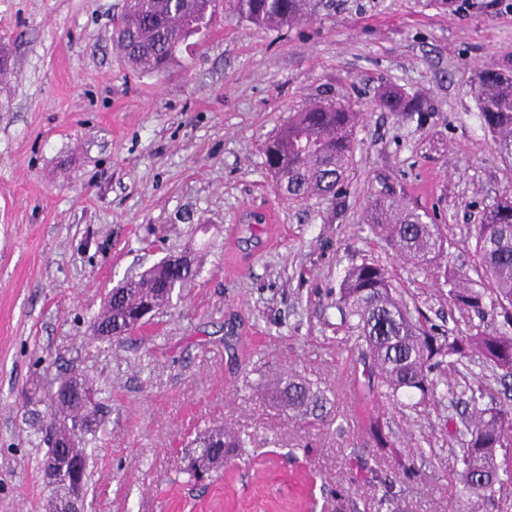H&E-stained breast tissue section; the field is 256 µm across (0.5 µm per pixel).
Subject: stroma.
Wrapping results in <instances>:
<instances>
[{
  "mask_svg": "<svg viewBox=\"0 0 512 512\" xmlns=\"http://www.w3.org/2000/svg\"><path fill=\"white\" fill-rule=\"evenodd\" d=\"M123 0H0V512H47L39 462L44 384L93 378L108 413L89 445L87 512H448L456 456L446 414L360 402L353 331L335 307L345 271L384 266L426 323L492 333L448 303L443 271H468L469 232L512 189L470 93L476 69L512 70V0H326L273 29L217 19L161 73L113 46ZM422 98L427 124L377 104ZM316 98L363 114L341 198L282 199L263 150ZM436 210L447 265L417 264L366 228L374 194ZM268 215L258 242L240 229ZM170 255L190 288L135 334L100 340L105 294ZM297 374L323 399L285 411L267 380ZM384 414L391 446L364 425ZM231 426L247 441L212 478L183 472L185 433ZM416 471L396 476V460Z\"/></svg>",
  "mask_w": 512,
  "mask_h": 512,
  "instance_id": "1",
  "label": "stroma"
}]
</instances>
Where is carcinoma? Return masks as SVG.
<instances>
[{
    "label": "carcinoma",
    "instance_id": "carcinoma-1",
    "mask_svg": "<svg viewBox=\"0 0 512 512\" xmlns=\"http://www.w3.org/2000/svg\"><path fill=\"white\" fill-rule=\"evenodd\" d=\"M321 0H127L113 42L143 73H158L173 61L179 46L207 27L213 18L244 19L260 26L289 28L308 24L318 13ZM471 93L480 118L491 135L494 150L512 166V73L493 67L475 74ZM378 107L388 112H414L427 120L428 109L416 98L389 88ZM362 113L333 100H317L288 121L266 145L264 166L281 197L299 201L312 197L336 199L352 167L356 133ZM371 230L389 238L400 253L416 263L438 262L447 255V236L437 214L411 207L394 192L374 195L367 207ZM475 262L468 274L453 275L448 299L479 316L488 313L503 318L505 330L469 336H438L422 322L421 312L410 308L397 293L387 270L363 260L343 277L335 305L357 332V362L361 370L356 390L361 400L384 397L396 403L416 399L412 406L453 407L460 400L472 407L459 419L448 420V435L459 444V469L454 476L465 496L490 499L489 492L501 475L499 452L512 447V406L481 407L487 395L482 386L450 384L436 376L447 366L462 378L470 365L480 364L489 377L504 381L512 377V193L492 204L481 223L474 225ZM197 275L192 264L181 270L158 265L138 282L104 301L95 326H123L144 303L157 308L171 304L173 291L192 283ZM76 384L98 394L92 385L73 375L48 382L46 398L57 440L65 448H47L43 460L60 455L83 464L79 479L89 487L87 445L105 414L100 398L91 407L55 401L57 386ZM276 397L298 416L318 401L310 383L288 375L275 386ZM91 418L93 425L76 430V422ZM246 441L239 434L214 429L188 442L192 453L184 472L198 479L223 467L224 460L239 455Z\"/></svg>",
    "mask_w": 512,
    "mask_h": 512
}]
</instances>
